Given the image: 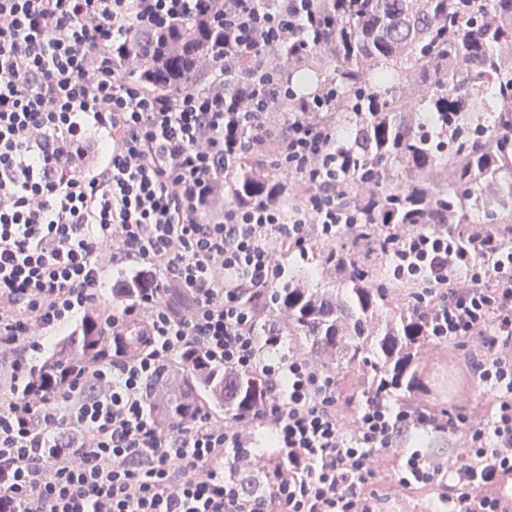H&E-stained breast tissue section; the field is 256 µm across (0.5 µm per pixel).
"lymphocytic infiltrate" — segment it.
I'll return each instance as SVG.
<instances>
[{
  "label": "lymphocytic infiltrate",
  "instance_id": "f902f5d3",
  "mask_svg": "<svg viewBox=\"0 0 512 512\" xmlns=\"http://www.w3.org/2000/svg\"><path fill=\"white\" fill-rule=\"evenodd\" d=\"M228 50L260 51L303 36L317 0H229ZM199 0H0V512H374L371 460L395 452L401 487H454L455 512H504L512 483V248L469 238L488 264L448 260V233L386 227L393 277L418 287L437 342L474 346L472 371L496 394L491 415L394 408L372 397L345 425L334 374L307 357L266 363L256 336L283 273L282 249L341 238L351 223L336 176V128L286 124V172L312 184L287 211L224 197V101L172 97L116 69L113 47L160 33ZM103 135L84 169L88 128ZM130 262L151 285L113 309L142 319L146 351L75 372L55 397L33 393L28 352L50 347L98 308L108 264ZM257 373L267 392L223 422L204 414L163 428L145 388L176 356ZM267 430L271 452L254 446ZM422 430L466 451L435 460L401 450ZM265 467L262 487L241 476Z\"/></svg>",
  "mask_w": 512,
  "mask_h": 512
}]
</instances>
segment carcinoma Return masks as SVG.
Masks as SVG:
<instances>
[{"label": "carcinoma", "instance_id": "carcinoma-1", "mask_svg": "<svg viewBox=\"0 0 512 512\" xmlns=\"http://www.w3.org/2000/svg\"><path fill=\"white\" fill-rule=\"evenodd\" d=\"M318 12L317 36L298 53L283 43L274 55L224 47V15L202 22L190 15L170 32L143 34L115 57L153 45L139 78L154 90L224 92V192L234 205L282 204L308 193L306 184L282 192L286 179L273 160L282 148L284 117L323 83L336 85V106L321 119L350 126L336 140V169L348 185L343 203L357 217L350 244L315 255L320 280H289L273 290L262 336L288 337L329 371L357 370L348 394L395 395L418 408L424 391L420 363L434 344L428 309L392 287L391 246L383 225L426 230L448 225L458 253L469 248L470 225L512 239V0H346L331 19ZM430 87L416 101L401 90L412 75ZM269 88L260 117L267 130L262 154L246 148L250 89ZM150 287L125 279L112 296L125 301ZM144 322L112 329L108 311L83 316L35 371L36 392H60L75 367L110 362L145 348ZM266 392L258 374L210 367L191 351L149 386L147 405L161 425L175 428L203 413L230 418Z\"/></svg>", "mask_w": 512, "mask_h": 512}]
</instances>
